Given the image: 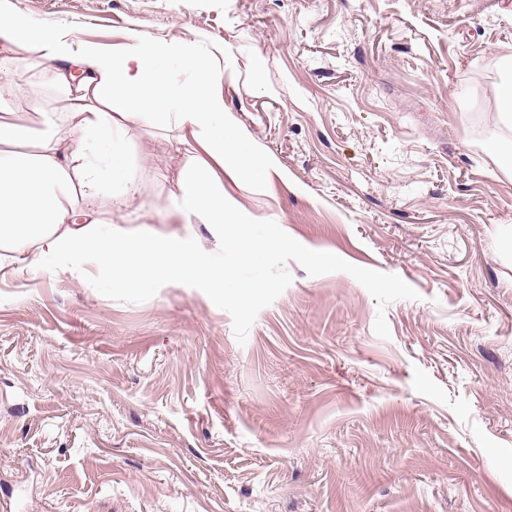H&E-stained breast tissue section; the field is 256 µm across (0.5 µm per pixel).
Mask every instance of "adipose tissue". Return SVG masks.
<instances>
[{
  "label": "adipose tissue",
  "mask_w": 512,
  "mask_h": 512,
  "mask_svg": "<svg viewBox=\"0 0 512 512\" xmlns=\"http://www.w3.org/2000/svg\"><path fill=\"white\" fill-rule=\"evenodd\" d=\"M30 50L59 62L54 80L66 101L63 125L81 133L79 144L46 142L31 152L21 144L31 136L14 115L30 112L54 121L40 100L16 95L12 111L0 113V270L38 272L46 255L95 253L113 284L143 287L154 281H190L216 299L248 287L225 271L195 237L192 219L236 225V243L246 246L248 229L224 207L221 172L238 177L268 174V160L249 154L241 133L224 116L223 71L185 40L161 41L140 30L120 44L98 43L33 25L22 14L0 6V51ZM193 72L190 81L170 78L163 61ZM174 126L182 144L202 154L180 176L173 213L180 230L160 232L142 226H116L102 232L97 200L105 185L119 186L124 198L140 197V184L126 175L116 143L126 125Z\"/></svg>",
  "instance_id": "ef3b65f1"
}]
</instances>
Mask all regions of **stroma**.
<instances>
[{
    "label": "stroma",
    "instance_id": "1",
    "mask_svg": "<svg viewBox=\"0 0 512 512\" xmlns=\"http://www.w3.org/2000/svg\"><path fill=\"white\" fill-rule=\"evenodd\" d=\"M109 47L187 40L271 175L225 177L248 283L113 287L94 257L0 277V507L11 512H512V0H9ZM0 65L63 110L55 65ZM169 231L190 156L133 127ZM335 252L331 268L309 252Z\"/></svg>",
    "mask_w": 512,
    "mask_h": 512
}]
</instances>
